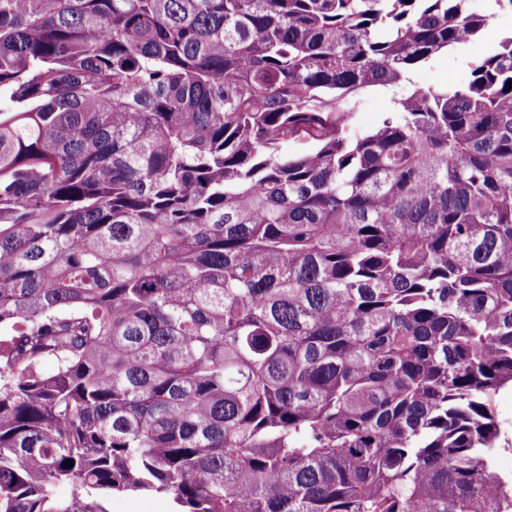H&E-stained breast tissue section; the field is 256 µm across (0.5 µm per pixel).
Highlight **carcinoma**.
<instances>
[{
    "mask_svg": "<svg viewBox=\"0 0 512 512\" xmlns=\"http://www.w3.org/2000/svg\"><path fill=\"white\" fill-rule=\"evenodd\" d=\"M482 2L0 0V512H512ZM512 29V15L500 14L490 21L480 40L460 45L448 53L436 57L429 65L420 70L416 80L425 83L452 85L468 72L469 63L485 54L498 42L503 33ZM366 102L358 112L355 125L361 130H368L376 126L389 108V97L383 91L369 90L365 94ZM110 512H173L169 498L157 495H130L110 499L106 504Z\"/></svg>",
    "mask_w": 512,
    "mask_h": 512,
    "instance_id": "1",
    "label": "carcinoma"
}]
</instances>
